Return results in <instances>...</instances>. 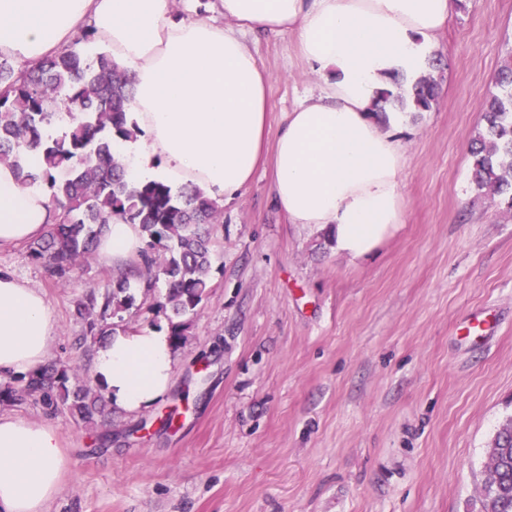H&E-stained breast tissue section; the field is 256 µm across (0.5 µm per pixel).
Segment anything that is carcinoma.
Listing matches in <instances>:
<instances>
[{
  "instance_id": "cac0c4a2",
  "label": "carcinoma",
  "mask_w": 512,
  "mask_h": 512,
  "mask_svg": "<svg viewBox=\"0 0 512 512\" xmlns=\"http://www.w3.org/2000/svg\"><path fill=\"white\" fill-rule=\"evenodd\" d=\"M499 92L482 100L483 127L469 153L474 186L493 196L512 193V58L499 70ZM438 94L430 75L412 88V111L426 112ZM66 101L73 126L65 138L44 135ZM133 100L125 69L109 53L89 60L65 48L38 65L15 72L0 57V163L10 162L26 186L47 189L54 225L30 246L31 257L64 282L77 267L95 258V245L112 218L136 224L151 253L143 257L147 287L161 280L165 293L150 307L168 320L174 345L190 327L188 317L207 294L213 242L209 225L219 221L214 200L198 188L174 189L160 183L137 184L113 151L114 141L134 134L128 123ZM128 277L104 292L92 290L76 306L93 335L107 336L118 317L134 305ZM18 386L0 390V402L34 399L47 411L68 406L79 423L104 421L108 400L77 371L54 363L17 377ZM490 474L481 492L485 512H512V416L505 420L489 451Z\"/></svg>"
}]
</instances>
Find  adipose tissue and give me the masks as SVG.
<instances>
[{
  "instance_id": "1",
  "label": "adipose tissue",
  "mask_w": 512,
  "mask_h": 512,
  "mask_svg": "<svg viewBox=\"0 0 512 512\" xmlns=\"http://www.w3.org/2000/svg\"><path fill=\"white\" fill-rule=\"evenodd\" d=\"M225 25L174 21L172 0H0V55L28 66L61 51L85 26L128 72L138 132L116 153L134 181L192 184L230 199L264 151L269 78L239 37L293 33L323 86L287 112L274 147L271 194L294 224L330 227L338 251L370 253L402 222L409 112H378L377 94L423 74L457 0H220ZM54 221L48 194L0 163V247L41 238ZM138 225L107 224L98 255L121 267L138 256ZM56 316L38 289L0 274V377L47 359ZM167 331L116 332L100 343L92 379L116 408L139 413L169 392ZM67 470L58 429L0 414V512H45Z\"/></svg>"
}]
</instances>
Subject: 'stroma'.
Segmentation results:
<instances>
[{
    "mask_svg": "<svg viewBox=\"0 0 512 512\" xmlns=\"http://www.w3.org/2000/svg\"><path fill=\"white\" fill-rule=\"evenodd\" d=\"M440 37L430 111L397 132L402 224L370 254L291 223L271 165L219 202L207 296L174 351L165 399L113 410L102 442L67 407L0 402L46 421L69 461L46 512H484L489 449L512 416V198L476 190L469 145L489 78L512 58V0H463ZM242 38L269 77L266 143L318 90L292 34ZM0 271L41 290L57 319L50 360L90 377L98 348L75 304L125 271L96 260L61 283L28 245ZM163 284L136 281L135 332ZM492 316L479 341L463 328Z\"/></svg>",
    "mask_w": 512,
    "mask_h": 512,
    "instance_id": "35a3bbf8",
    "label": "stroma"
}]
</instances>
